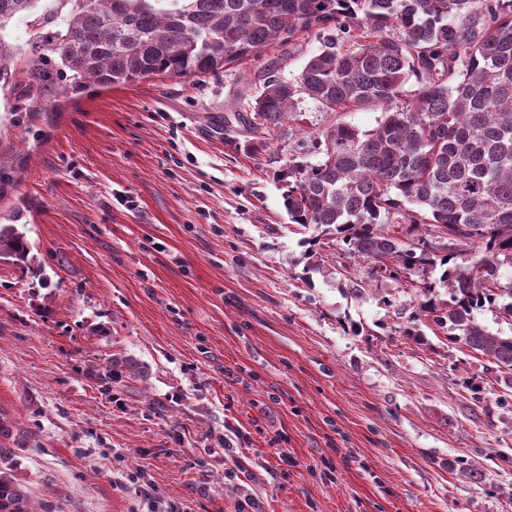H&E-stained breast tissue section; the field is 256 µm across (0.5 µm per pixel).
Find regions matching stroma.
Returning a JSON list of instances; mask_svg holds the SVG:
<instances>
[{"mask_svg":"<svg viewBox=\"0 0 512 512\" xmlns=\"http://www.w3.org/2000/svg\"><path fill=\"white\" fill-rule=\"evenodd\" d=\"M318 47L57 112L0 82V224L30 246L0 260V446L33 512H512V386L419 326L421 274L288 219L276 173L333 114L248 150L249 91Z\"/></svg>","mask_w":512,"mask_h":512,"instance_id":"stroma-1","label":"stroma"}]
</instances>
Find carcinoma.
Masks as SVG:
<instances>
[{"mask_svg":"<svg viewBox=\"0 0 512 512\" xmlns=\"http://www.w3.org/2000/svg\"><path fill=\"white\" fill-rule=\"evenodd\" d=\"M39 2L0 0V30L27 20L39 38L38 57L17 68L0 37V78L43 112L71 90L200 79L302 33L317 41L298 73H268L247 102L255 150L309 104L336 114L313 134L316 161L279 177L291 222L314 225L382 276L441 269L419 283V312L512 381V336L474 316L505 297L512 316V283L500 281L512 264V0H52L41 13ZM63 13L64 25L37 32ZM366 110L380 111L371 129L345 120ZM395 225L426 231L403 240L386 230ZM27 254L24 237L0 224V257ZM7 460L0 448V512H32Z\"/></svg>","mask_w":512,"mask_h":512,"instance_id":"carcinoma-1","label":"carcinoma"}]
</instances>
